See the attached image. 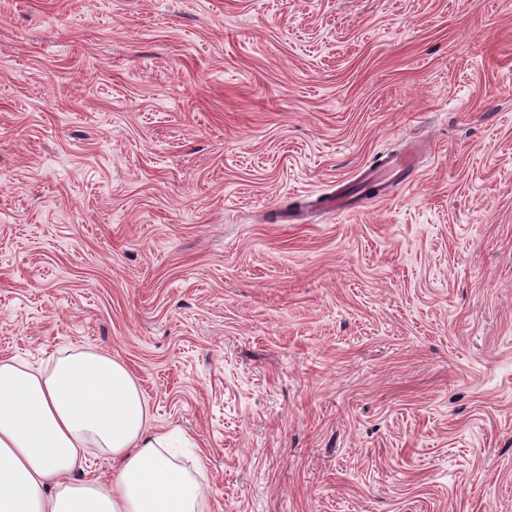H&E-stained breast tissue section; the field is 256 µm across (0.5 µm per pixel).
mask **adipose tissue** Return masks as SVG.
<instances>
[{
	"mask_svg": "<svg viewBox=\"0 0 512 512\" xmlns=\"http://www.w3.org/2000/svg\"><path fill=\"white\" fill-rule=\"evenodd\" d=\"M186 441L151 427L136 379L107 354L0 359V512H201L208 487L177 462ZM90 448L116 462L112 479H76Z\"/></svg>",
	"mask_w": 512,
	"mask_h": 512,
	"instance_id": "obj_1",
	"label": "adipose tissue"
}]
</instances>
